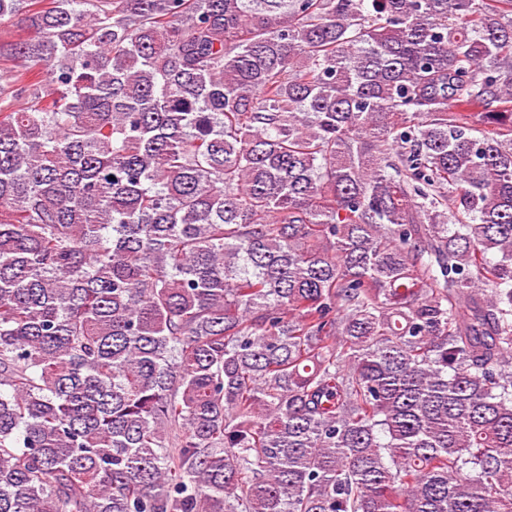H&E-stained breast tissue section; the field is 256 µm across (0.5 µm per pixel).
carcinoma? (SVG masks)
Returning <instances> with one entry per match:
<instances>
[{
    "label": "carcinoma",
    "instance_id": "carcinoma-1",
    "mask_svg": "<svg viewBox=\"0 0 512 512\" xmlns=\"http://www.w3.org/2000/svg\"><path fill=\"white\" fill-rule=\"evenodd\" d=\"M0 512H512V0H0Z\"/></svg>",
    "mask_w": 512,
    "mask_h": 512
}]
</instances>
